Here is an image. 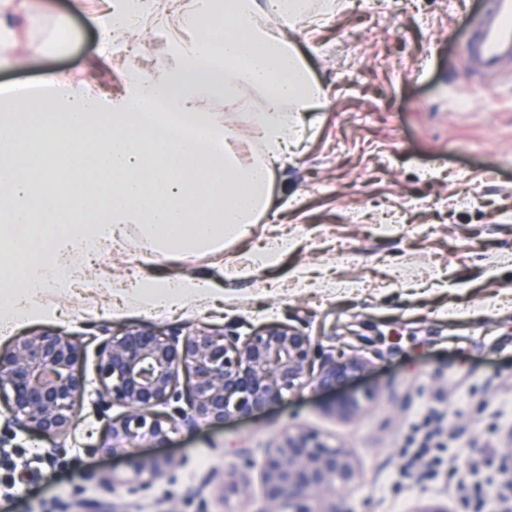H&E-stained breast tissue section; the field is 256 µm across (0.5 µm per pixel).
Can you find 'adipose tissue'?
Here are the masks:
<instances>
[{
  "label": "adipose tissue",
  "instance_id": "adipose-tissue-1",
  "mask_svg": "<svg viewBox=\"0 0 512 512\" xmlns=\"http://www.w3.org/2000/svg\"><path fill=\"white\" fill-rule=\"evenodd\" d=\"M302 12L301 0H193L184 15L191 39L180 50L181 68L151 79L128 76V90L112 111L74 89L61 116L20 122L0 113V326L52 316L37 299L55 287L74 251L91 255L124 242L137 228L150 254H219L225 243L249 236L268 201L273 167L300 139L303 113L321 99L301 51L287 32ZM275 15L282 33L260 23ZM224 33V64L212 74L216 31ZM265 91L261 112H243L241 90ZM222 97L224 110L242 112L263 154L244 159L235 127L217 112H201L199 94ZM173 94L170 115L156 112L160 96ZM93 189L107 215L88 220L77 203ZM205 276L156 277L133 288L130 304L147 311L209 297Z\"/></svg>",
  "mask_w": 512,
  "mask_h": 512
}]
</instances>
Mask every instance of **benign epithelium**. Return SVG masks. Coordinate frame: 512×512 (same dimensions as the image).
<instances>
[{"instance_id":"1","label":"benign epithelium","mask_w":512,"mask_h":512,"mask_svg":"<svg viewBox=\"0 0 512 512\" xmlns=\"http://www.w3.org/2000/svg\"><path fill=\"white\" fill-rule=\"evenodd\" d=\"M91 346L101 404L127 409L122 418L106 422L101 450L130 456L132 476L113 480L130 493L173 466L169 460L136 456L134 449L141 443L160 444L181 428L189 431L201 422L222 423L260 411L284 399L313 372L309 338L281 328H269L241 346L205 329L187 336L130 329L101 341L95 336L30 334L0 349V394L7 395L18 428L48 439L66 433L82 411L87 378L79 363ZM365 369L362 358L343 354L321 366L315 386L343 388ZM173 402V413L159 411ZM332 410L351 416L359 402L342 397ZM260 470L272 503L309 500L358 478L342 450L303 430L287 432Z\"/></svg>"}]
</instances>
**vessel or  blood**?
Segmentation results:
<instances>
[{"label": "vessel or blood", "mask_w": 512, "mask_h": 512, "mask_svg": "<svg viewBox=\"0 0 512 512\" xmlns=\"http://www.w3.org/2000/svg\"><path fill=\"white\" fill-rule=\"evenodd\" d=\"M461 58L478 80L512 79V0H485L470 21Z\"/></svg>", "instance_id": "b4317fda"}]
</instances>
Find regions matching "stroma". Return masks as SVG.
<instances>
[{
	"instance_id": "stroma-1",
	"label": "stroma",
	"mask_w": 512,
	"mask_h": 512,
	"mask_svg": "<svg viewBox=\"0 0 512 512\" xmlns=\"http://www.w3.org/2000/svg\"><path fill=\"white\" fill-rule=\"evenodd\" d=\"M145 26L101 49L104 0H0V86L46 72L107 102L126 73L177 68L184 0H154ZM311 7L298 44L324 94L304 141L274 171L267 208L248 242L222 255L155 256L135 240L97 265L72 262L80 282L47 292L64 318L0 329V348L32 333L75 336L199 329L237 342L271 327L309 336L315 362L354 354L366 371L342 392L303 385L257 415L199 424L141 457L175 468L137 493L113 487L130 462L95 452L120 406L88 393L74 427L49 441L9 425L0 402V512H267L260 462L285 432L303 429L343 449L359 478L309 500L311 512H512V84L468 93L455 38L473 0H340ZM148 53L127 52L129 41ZM288 235L280 264L236 278L247 248ZM207 276L223 289L173 312L112 298L130 274ZM359 411L331 410L338 395ZM244 484L228 497L224 483Z\"/></svg>"
}]
</instances>
